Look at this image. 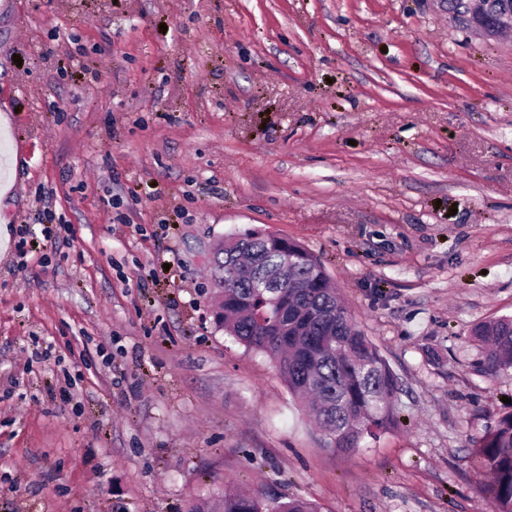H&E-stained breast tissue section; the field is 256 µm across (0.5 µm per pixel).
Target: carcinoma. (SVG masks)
Wrapping results in <instances>:
<instances>
[{"mask_svg": "<svg viewBox=\"0 0 512 512\" xmlns=\"http://www.w3.org/2000/svg\"><path fill=\"white\" fill-rule=\"evenodd\" d=\"M212 259V285L224 292V331L246 348L263 352L281 370L291 395L307 402L327 437V447L351 453L365 435L396 426L401 391L379 349L352 323L321 262L293 243L285 279L277 276L280 253L264 237H230ZM474 336L482 346L478 370L512 368V319L483 323ZM472 455L488 482L477 493L491 512H512V412L470 439ZM186 512H318L299 499L227 490L195 499Z\"/></svg>", "mask_w": 512, "mask_h": 512, "instance_id": "cac0c4a2", "label": "carcinoma"}]
</instances>
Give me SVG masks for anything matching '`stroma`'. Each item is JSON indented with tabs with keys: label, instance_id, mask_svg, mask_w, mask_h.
<instances>
[{
	"label": "stroma",
	"instance_id": "1",
	"mask_svg": "<svg viewBox=\"0 0 512 512\" xmlns=\"http://www.w3.org/2000/svg\"><path fill=\"white\" fill-rule=\"evenodd\" d=\"M24 235H17V228ZM259 231L323 263L402 391L328 448L214 320ZM512 30L448 0H0V512H490L468 440L512 412ZM474 336L482 346L478 370L494 374L512 368V319L483 323L475 328ZM318 512L316 507L299 499L268 497L260 493L245 494L225 490L217 499L192 500L186 512Z\"/></svg>",
	"mask_w": 512,
	"mask_h": 512
}]
</instances>
